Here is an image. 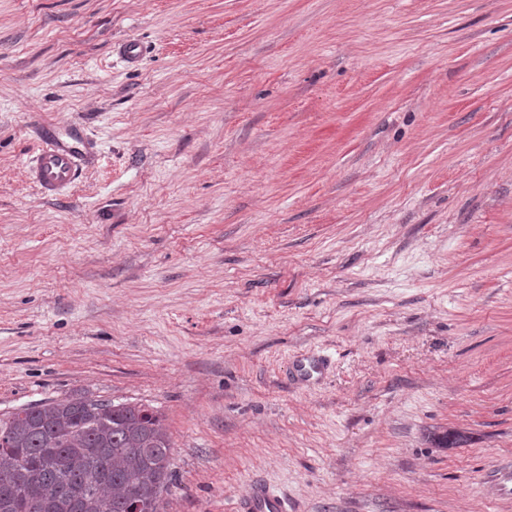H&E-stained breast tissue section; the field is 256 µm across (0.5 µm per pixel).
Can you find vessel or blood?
Segmentation results:
<instances>
[{"label":"vessel or blood","instance_id":"1","mask_svg":"<svg viewBox=\"0 0 512 512\" xmlns=\"http://www.w3.org/2000/svg\"><path fill=\"white\" fill-rule=\"evenodd\" d=\"M80 160L78 137L51 128L45 134L42 148L27 162L29 176L42 194L56 196L73 186ZM237 512H286V503L281 496L256 483L238 503Z\"/></svg>","mask_w":512,"mask_h":512}]
</instances>
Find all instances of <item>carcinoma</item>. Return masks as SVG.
I'll use <instances>...</instances> for the list:
<instances>
[{"instance_id":"cac0c4a2","label":"carcinoma","mask_w":512,"mask_h":512,"mask_svg":"<svg viewBox=\"0 0 512 512\" xmlns=\"http://www.w3.org/2000/svg\"><path fill=\"white\" fill-rule=\"evenodd\" d=\"M171 439L143 404L86 397L0 417V512H161Z\"/></svg>"}]
</instances>
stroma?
Returning <instances> with one entry per match:
<instances>
[{"label": "stroma", "mask_w": 512, "mask_h": 512, "mask_svg": "<svg viewBox=\"0 0 512 512\" xmlns=\"http://www.w3.org/2000/svg\"><path fill=\"white\" fill-rule=\"evenodd\" d=\"M76 395L164 512H512V0H0V415ZM44 145L28 160L31 180L45 196L67 192L76 181L82 150L76 135L62 134L58 128H49ZM238 512H286L284 499L262 484L254 483L248 495L237 504Z\"/></svg>", "instance_id": "35a3bbf8"}]
</instances>
